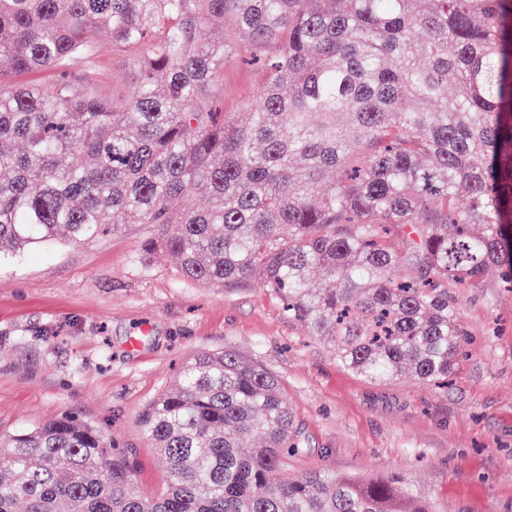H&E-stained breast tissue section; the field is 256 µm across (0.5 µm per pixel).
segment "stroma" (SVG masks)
<instances>
[{"label":"stroma","mask_w":512,"mask_h":512,"mask_svg":"<svg viewBox=\"0 0 512 512\" xmlns=\"http://www.w3.org/2000/svg\"><path fill=\"white\" fill-rule=\"evenodd\" d=\"M136 54L101 29L94 65L74 77L130 93ZM260 86L257 71L231 61L214 91L239 112ZM155 232L125 224L0 258V434L78 414L129 455L140 491L159 493L166 470L143 412L185 360L230 351L278 379L302 429L274 480L397 475L433 512H512V290L498 270L486 287L455 291L466 334L447 387L412 375L374 382L288 323L265 289L211 288L183 279L171 256L144 254Z\"/></svg>","instance_id":"obj_1"}]
</instances>
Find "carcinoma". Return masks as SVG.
I'll return each mask as SVG.
<instances>
[{
    "label": "carcinoma",
    "mask_w": 512,
    "mask_h": 512,
    "mask_svg": "<svg viewBox=\"0 0 512 512\" xmlns=\"http://www.w3.org/2000/svg\"><path fill=\"white\" fill-rule=\"evenodd\" d=\"M216 16L236 32L206 41ZM101 27L141 48L130 97L70 77ZM238 57L263 83L228 116ZM40 70L0 81V257L157 224L142 250L183 278L265 288L345 368L437 387L466 335L449 289L512 288V0H0V75ZM143 426L161 495L70 414L0 437V512H430L397 478L272 481L300 431L231 352L183 363Z\"/></svg>",
    "instance_id": "carcinoma-1"
}]
</instances>
